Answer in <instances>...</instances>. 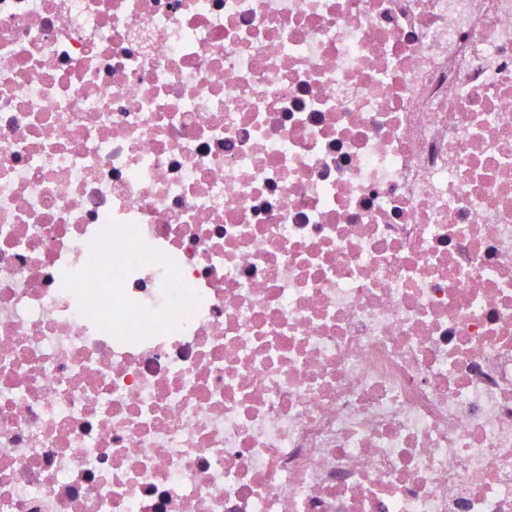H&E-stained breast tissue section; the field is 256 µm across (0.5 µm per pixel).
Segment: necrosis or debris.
I'll return each instance as SVG.
<instances>
[{"label": "necrosis or debris", "mask_w": 512, "mask_h": 512, "mask_svg": "<svg viewBox=\"0 0 512 512\" xmlns=\"http://www.w3.org/2000/svg\"><path fill=\"white\" fill-rule=\"evenodd\" d=\"M0 512H512V0H0Z\"/></svg>", "instance_id": "1"}]
</instances>
